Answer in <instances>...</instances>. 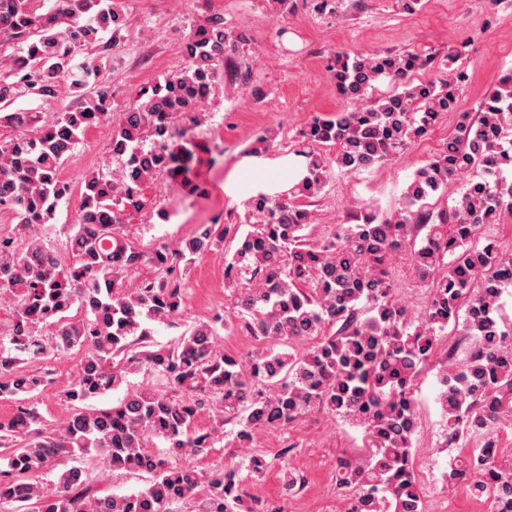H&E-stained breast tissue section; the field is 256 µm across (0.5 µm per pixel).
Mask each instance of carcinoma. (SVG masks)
Masks as SVG:
<instances>
[{"label": "carcinoma", "instance_id": "cac0c4a2", "mask_svg": "<svg viewBox=\"0 0 512 512\" xmlns=\"http://www.w3.org/2000/svg\"><path fill=\"white\" fill-rule=\"evenodd\" d=\"M46 2L0 0V47L17 49L0 75V103L22 93L53 97L64 82L81 97L44 126L33 112L0 116L20 130L0 143V206L13 208L24 230L45 227L71 195L59 167L108 116L112 91L95 81L105 59L78 66L76 53L126 26L113 0ZM246 42L242 34L230 37L223 16L211 15L184 42L187 67L120 113L110 162L81 177L69 262L39 232L24 246L0 237V305L10 315L0 336V398L16 403L13 416L0 421V505L12 504L14 512H174L173 505L192 499L197 512H261L245 478L265 476L271 466L265 455L251 454L242 469L201 472L190 462L219 438V429L195 426L208 401L221 420L242 416L234 437L240 448L256 426L277 428L314 405L326 406L366 434L362 455L340 461L335 471L336 488L351 495L349 512H424L411 451L417 425L411 389L442 332L459 322L477 347L465 367L442 378L439 401L450 439L512 420V328L499 311L503 289L512 286V254L493 239L473 244L484 226L512 215V182L503 178L512 168V73L477 111L461 112L463 75L452 68L453 53L445 61L447 78L418 84L411 73L430 64L418 53L336 55L332 73L345 98L362 99L381 79L396 91L304 126L297 155L306 159L305 175L292 194L315 197L332 169L351 172L400 154L446 112L458 113V120L442 149L414 172L399 208L383 215L361 206L355 223L338 225L318 245L305 233L310 212L295 201L265 194L248 201L251 230L225 258L224 278L236 287L237 327L271 348L245 357L224 351L218 346L224 319L217 316L190 327L173 347L132 350L148 338L147 322L179 319L184 288L177 267L222 248L226 228L201 224L179 248L146 255L120 233L121 225L149 203L155 174L188 183L198 145L178 121L194 120L227 51ZM461 175L467 181L456 204L429 208ZM406 250L415 276L431 288L416 320L391 298L390 268ZM146 261L167 277L125 286L123 273ZM328 329L312 348L294 349ZM76 347L86 353L65 392L70 411L60 425L45 428L32 403L45 376L21 365L47 364ZM137 371L157 376L163 389L139 388L105 409L85 406ZM154 438L167 444V453L150 451ZM490 447L489 441L479 455L450 463L445 481H466L474 495L491 492L498 512H512V466L500 465ZM63 456L151 478L136 493L98 496L89 473L72 466L46 493L38 478Z\"/></svg>", "mask_w": 512, "mask_h": 512}]
</instances>
